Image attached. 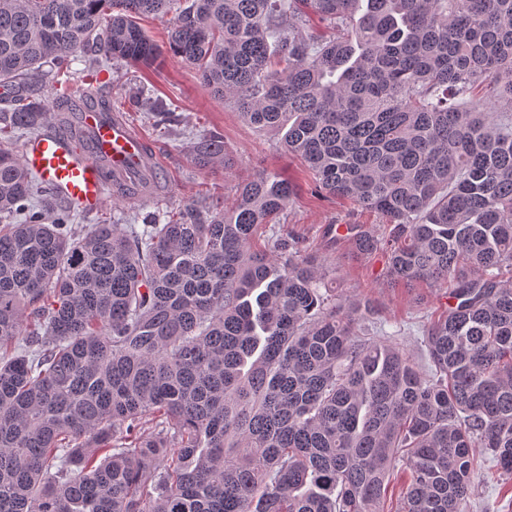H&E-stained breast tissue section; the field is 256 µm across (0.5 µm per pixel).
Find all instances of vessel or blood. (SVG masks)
<instances>
[{
    "label": "vessel or blood",
    "instance_id": "1",
    "mask_svg": "<svg viewBox=\"0 0 512 512\" xmlns=\"http://www.w3.org/2000/svg\"><path fill=\"white\" fill-rule=\"evenodd\" d=\"M80 123L93 140L92 151L76 149L65 134L28 138L22 148V160L57 191L60 198L88 212L104 204L107 184L102 175L103 162H111L114 175L126 182L137 181L142 133L120 116L106 118L86 107L79 114Z\"/></svg>",
    "mask_w": 512,
    "mask_h": 512
}]
</instances>
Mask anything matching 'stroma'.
Masks as SVG:
<instances>
[{"label": "stroma", "mask_w": 512, "mask_h": 512, "mask_svg": "<svg viewBox=\"0 0 512 512\" xmlns=\"http://www.w3.org/2000/svg\"><path fill=\"white\" fill-rule=\"evenodd\" d=\"M172 17L143 19L141 25L160 49L149 67L123 62L98 68L94 83L78 80L75 94L92 91L107 96L112 107L133 124L161 159L166 184L161 202L119 201L107 196L96 213H78L75 232L100 222L139 224L149 213L178 212L190 202L206 206L231 203L237 184L261 172H276L287 178L294 195L280 217L278 230L300 236L303 254L318 257L331 275L328 285L337 294L368 300L366 322L376 335L397 336L416 357H423V331L428 322L447 308L448 289L426 283L412 288L394 287L386 275L383 252L356 254L346 234L329 240L328 227L345 224H376V213L362 209L347 198L319 193L316 183L296 157L284 148L281 134L246 124L232 104L210 97L200 85L195 69L168 50V30ZM174 109L175 123L155 125L154 107ZM216 131L224 137L225 165L210 169L196 166L191 146L197 135Z\"/></svg>", "instance_id": "35a3bbf8"}]
</instances>
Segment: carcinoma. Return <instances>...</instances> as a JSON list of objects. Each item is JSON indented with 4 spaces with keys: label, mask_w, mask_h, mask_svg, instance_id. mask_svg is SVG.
I'll use <instances>...</instances> for the list:
<instances>
[{
    "label": "carcinoma",
    "mask_w": 512,
    "mask_h": 512,
    "mask_svg": "<svg viewBox=\"0 0 512 512\" xmlns=\"http://www.w3.org/2000/svg\"><path fill=\"white\" fill-rule=\"evenodd\" d=\"M359 2L0 0V137L53 116L85 149L71 95L27 76L148 65L139 20L171 14L206 92L384 219L347 231L390 284L453 283L422 365L299 238L254 249L294 194L280 174L76 234L0 140V512H383L400 463L398 512H469L477 477L512 480V0ZM193 152L223 163V136Z\"/></svg>",
    "instance_id": "carcinoma-1"
}]
</instances>
